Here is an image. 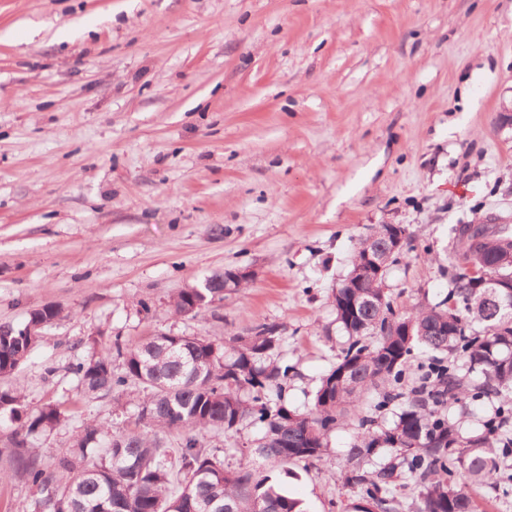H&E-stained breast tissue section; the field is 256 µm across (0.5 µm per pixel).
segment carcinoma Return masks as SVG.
I'll use <instances>...</instances> for the list:
<instances>
[{
    "mask_svg": "<svg viewBox=\"0 0 512 512\" xmlns=\"http://www.w3.org/2000/svg\"><path fill=\"white\" fill-rule=\"evenodd\" d=\"M455 228L458 248L448 257V299L409 315L397 314L384 277L342 282L332 289L337 327L348 337L336 364L320 379L310 407L300 412L282 402L289 366L273 358L281 326L262 323L244 335L158 334L135 345L116 336L69 366L83 397L120 398L132 386L145 391L136 404V428L90 424L78 433L57 469L59 482L29 451L15 443L11 458L40 494L41 512H306L302 503L268 483L260 472L224 467L210 448L222 432L245 422L259 425L256 452L281 465L327 452L326 434L349 415L361 429L348 450L356 466L345 477L361 489L346 512H477L468 484L492 478L512 456V295L472 288L464 280L468 248ZM489 241L512 237L508 224H478ZM207 288H186L173 299L177 314L196 318L224 299V272ZM24 326L0 324V424H18L30 436L54 430L62 414L53 405L30 414L17 374L30 354ZM415 346L428 353L416 381L406 382L407 356ZM378 394V408H396L389 428L358 416L365 397ZM495 405L496 416L481 430L466 432L448 414V401L467 394ZM182 431L177 448L161 432ZM96 462L88 466L90 455ZM412 484L406 504L397 480Z\"/></svg>",
    "mask_w": 512,
    "mask_h": 512,
    "instance_id": "carcinoma-1",
    "label": "carcinoma"
}]
</instances>
